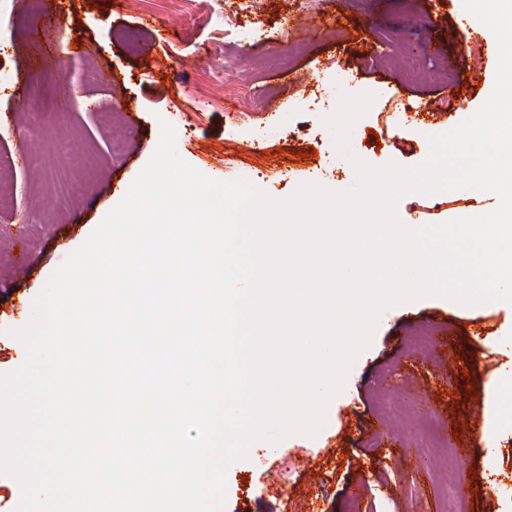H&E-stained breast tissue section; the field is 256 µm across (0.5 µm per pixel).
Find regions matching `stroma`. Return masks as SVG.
<instances>
[{
    "instance_id": "35a3bbf8",
    "label": "stroma",
    "mask_w": 512,
    "mask_h": 512,
    "mask_svg": "<svg viewBox=\"0 0 512 512\" xmlns=\"http://www.w3.org/2000/svg\"><path fill=\"white\" fill-rule=\"evenodd\" d=\"M241 35L224 41L225 11ZM463 0H415L403 18L393 0H0V374L25 360L24 327L52 272L126 194L172 121L179 155L217 181L265 175L275 199L314 180L343 191L356 180L323 118L316 89L375 96L350 138L374 166L420 164L428 136L471 116L495 78L472 80L496 40L476 24L450 38ZM136 31L130 52L125 34ZM82 40L73 48V40ZM453 99V114L415 120L414 106ZM312 150L301 161L298 149ZM38 154L39 167L25 165ZM499 198L471 189L409 193L407 224H435L494 210ZM475 372L484 405L455 445L451 408L463 372ZM512 305L466 306L427 296L385 310L372 343L329 404L315 437L293 435L249 452L225 476L224 512H512ZM456 447L461 471L443 455ZM286 495H279V488Z\"/></svg>"
}]
</instances>
